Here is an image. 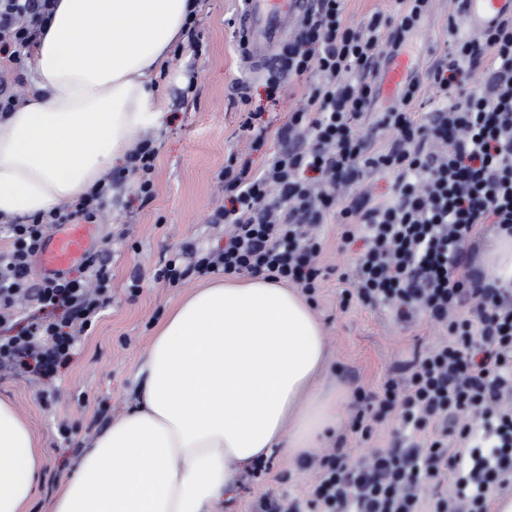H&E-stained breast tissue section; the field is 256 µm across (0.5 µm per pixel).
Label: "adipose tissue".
<instances>
[{"mask_svg":"<svg viewBox=\"0 0 512 512\" xmlns=\"http://www.w3.org/2000/svg\"><path fill=\"white\" fill-rule=\"evenodd\" d=\"M194 0H58L33 61L35 94L0 118V218L76 200L160 125L153 72ZM512 285V235L479 256ZM326 336L306 297L261 276L183 298L152 337L133 406L107 423L52 512H222L238 470L278 451L316 455L341 420L317 389ZM36 436L0 399V512H26L43 467Z\"/></svg>","mask_w":512,"mask_h":512,"instance_id":"1","label":"adipose tissue"}]
</instances>
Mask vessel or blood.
Here are the masks:
<instances>
[{
    "label": "vessel or blood",
    "instance_id": "obj_1",
    "mask_svg": "<svg viewBox=\"0 0 512 512\" xmlns=\"http://www.w3.org/2000/svg\"><path fill=\"white\" fill-rule=\"evenodd\" d=\"M311 0H243L238 17L240 33L246 43V61L251 66L266 65L283 43L286 17L306 12ZM462 13L468 26L484 29L505 17H512V0H461ZM411 73L408 55L395 57L386 74L388 89L394 90ZM86 249L83 225H71L65 234H52L41 253L45 270L55 271L77 263Z\"/></svg>",
    "mask_w": 512,
    "mask_h": 512
}]
</instances>
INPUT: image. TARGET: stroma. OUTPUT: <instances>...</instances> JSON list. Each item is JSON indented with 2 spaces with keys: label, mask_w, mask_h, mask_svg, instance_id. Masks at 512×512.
Masks as SVG:
<instances>
[{
  "label": "stroma",
  "mask_w": 512,
  "mask_h": 512,
  "mask_svg": "<svg viewBox=\"0 0 512 512\" xmlns=\"http://www.w3.org/2000/svg\"><path fill=\"white\" fill-rule=\"evenodd\" d=\"M239 9V0H197L195 32L205 46L203 53L184 49L180 58H168L164 77L155 80L165 119L162 125L144 131L159 148L155 196L151 202H142L133 176H126L104 222L93 225L88 245L94 252L103 240L112 242L110 307L71 359L59 367L52 382L31 373L0 372V399L11 401L30 424L44 458L28 512H51L82 449L133 402L135 373L154 330L190 291L186 285L171 287L154 281L155 269L184 243L223 248L224 231L209 224L208 218L224 205L216 181L228 158L248 157L258 167L264 153L287 146L285 140L272 135L264 153H249L239 129L241 96H248L250 109L261 112L263 121L275 129L302 106L305 91L302 82L287 77L277 92H270L263 72L244 62L227 24ZM460 11V0H430L412 37L410 55L426 107H437L439 101L438 89L427 80V68L434 50L444 46L449 15ZM190 71L197 74L198 85L196 93L188 95L184 89ZM321 232L325 237L321 265L328 276L312 307L326 331L331 376L343 392L345 422L333 441L356 457L370 447L392 445L396 425L386 420L377 425L371 444L358 442L347 423L355 389L377 392L388 379L402 378L404 363L437 342L442 332L424 319L400 325L384 309L341 311L339 297L345 284L339 275L353 270L359 249L339 247L337 225H324ZM136 274L141 277L140 292L133 297L127 283ZM62 424L71 430L70 442L58 435ZM313 480V473L301 470L288 455L275 454L269 473L238 472L237 488L225 499L224 512H260V500L269 490L295 495Z\"/></svg>",
  "instance_id": "stroma-1"
}]
</instances>
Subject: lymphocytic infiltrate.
<instances>
[{
	"label": "lymphocytic infiltrate",
	"instance_id": "lymphocytic-infiltrate-1",
	"mask_svg": "<svg viewBox=\"0 0 512 512\" xmlns=\"http://www.w3.org/2000/svg\"><path fill=\"white\" fill-rule=\"evenodd\" d=\"M428 6L398 0L389 38L380 15L353 27L343 0H316L269 71L270 88L286 76L305 86L302 108L281 131L291 146L257 171L225 165L219 180L228 202L209 218L224 229L223 250L185 244L154 274L171 285L216 272L263 275L313 296L325 278L316 264L319 228L334 222L343 246L362 245L353 272L341 275L348 283L341 309L389 307L403 322L422 314L444 332L406 364L404 381L354 392L352 433L370 441L391 417L398 423L392 446L356 459L326 450L313 461L316 478L304 495H265L262 512H489L493 492L512 486V289L483 286L463 249L489 224L512 233V19L475 38L459 37L449 19V48L427 73L441 107L424 111L421 84L411 79L376 116V128L393 135L388 146L358 131L380 93V55L400 54ZM55 7L56 0H0V59L8 63L0 69V117L18 103L5 91V72L23 66ZM483 63L485 88L463 92V75ZM158 154L144 140L127 157L146 203ZM367 170L391 176L386 200L353 193ZM112 190L108 175L76 203L0 226L10 241L0 251V325L14 320L24 297L64 312L0 336L1 369L28 365L52 379L110 306L111 269L96 255L74 274L35 281L31 272L49 230L99 222ZM452 473L453 491H440Z\"/></svg>",
	"mask_w": 512,
	"mask_h": 512
}]
</instances>
